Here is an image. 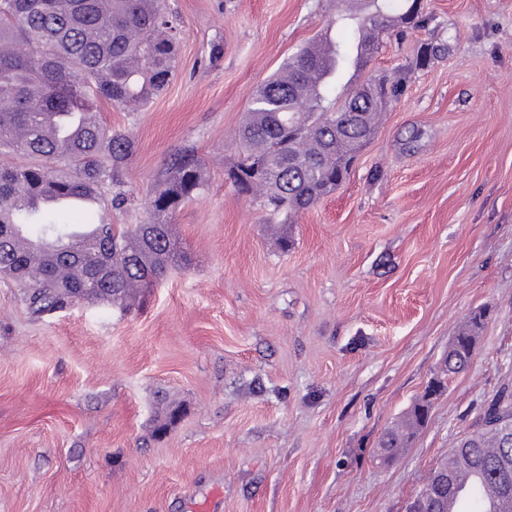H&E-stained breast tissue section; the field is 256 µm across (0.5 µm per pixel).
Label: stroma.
Listing matches in <instances>:
<instances>
[{"instance_id":"1","label":"stroma","mask_w":512,"mask_h":512,"mask_svg":"<svg viewBox=\"0 0 512 512\" xmlns=\"http://www.w3.org/2000/svg\"><path fill=\"white\" fill-rule=\"evenodd\" d=\"M167 4L184 29L174 79L137 111L98 108L135 144L100 205L147 222L165 157L196 147L207 189L172 218L191 265L125 313L77 301L35 317L0 278V512H404L512 391V0H425L431 24L345 69L328 101L399 68L405 92L285 254L225 169L257 88L346 2ZM430 42L448 53L416 68ZM479 310L469 367L382 463L380 436Z\"/></svg>"}]
</instances>
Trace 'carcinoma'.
I'll use <instances>...</instances> for the list:
<instances>
[{
    "label": "carcinoma",
    "instance_id": "obj_1",
    "mask_svg": "<svg viewBox=\"0 0 512 512\" xmlns=\"http://www.w3.org/2000/svg\"><path fill=\"white\" fill-rule=\"evenodd\" d=\"M419 0H369L371 10L355 19L341 14L327 29L340 24L356 39L351 46L321 37L317 54L299 47L278 72L264 82L252 99L249 117L236 135L239 159L226 170L227 179L259 202L270 221H279L280 246L288 251V217L315 204L347 177L358 150L373 132L374 117L404 94L400 77H386L388 88L376 87L371 75L352 84L343 99L324 105L331 82L346 64L370 61L380 40L359 48L363 29L382 33L390 15L401 16L406 27L423 28L432 17L418 9ZM183 26L167 10L165 0H0V156H21L25 162L0 163V269L26 288L31 314L61 310L77 299L123 305L134 288H147L172 267L189 265L178 251L167 219L206 188V172L192 149L171 153L159 183L147 194L150 220L129 229L99 216L85 223L88 237L76 229L43 219V213L18 205V200L43 189L95 195L107 185L118 186L134 143L102 123L69 140L74 115L83 104L92 109L107 103L134 111L147 106L174 79ZM446 50L424 44L415 66L427 67ZM363 99L362 114L352 134L348 105ZM60 127L56 136L45 129ZM27 239L34 251L54 255L55 266L34 267L18 251L14 239ZM70 240L71 259L82 273H60L61 256L55 239ZM105 252L109 262H96ZM482 321L476 314L448 346L443 374L463 372L475 351V332ZM442 386L436 379L428 393L415 401L404 422L388 429L379 441L381 459L390 460L409 445L424 426L431 408L429 394ZM512 391L498 394L485 408L482 427L462 437L453 451L464 464L489 482L504 508L512 512ZM495 449L488 451L489 442Z\"/></svg>",
    "mask_w": 512,
    "mask_h": 512
}]
</instances>
